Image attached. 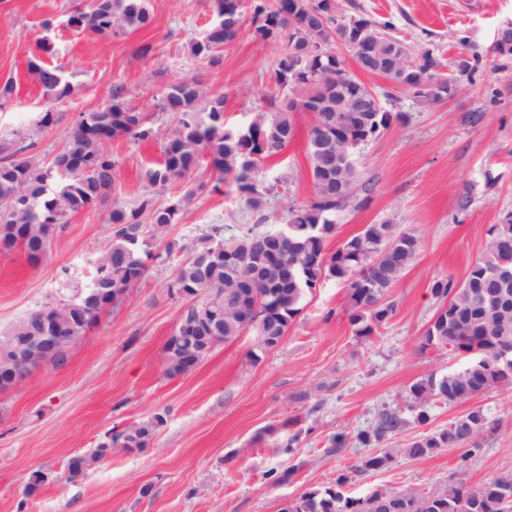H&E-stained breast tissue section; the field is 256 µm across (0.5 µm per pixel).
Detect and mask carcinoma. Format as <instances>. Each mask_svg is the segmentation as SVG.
<instances>
[{
  "label": "carcinoma",
  "mask_w": 512,
  "mask_h": 512,
  "mask_svg": "<svg viewBox=\"0 0 512 512\" xmlns=\"http://www.w3.org/2000/svg\"><path fill=\"white\" fill-rule=\"evenodd\" d=\"M226 0H215L216 19L199 38L189 43L190 54L214 68L223 63L224 46L233 42L243 18L224 13ZM343 12L338 0H253L251 32L255 41L280 47L273 75L277 92L265 97L269 110L259 111L249 129L224 124V97L209 96L193 77L170 86L159 110L176 118L175 128L164 131L154 116L118 99L101 109L83 113L70 126L61 149L49 161L33 152L34 141L5 140L0 143V209L11 207L7 221H0V247L18 248L32 261L47 252L55 227L72 214L104 201L112 190L115 164L106 151L108 141L119 136L137 140H163L162 157L143 168L145 187L163 192L170 185L192 177L202 159H208L211 180L201 181L185 194L165 204L155 195L140 197L129 209L114 201L109 215L112 237L96 267L92 284L70 299L77 306V326L88 328L108 307L125 299L144 278L154 250L166 256L183 253L168 288H180L200 300L187 306L176 326L179 338L165 345L166 374L183 371L187 355L204 360L220 343L232 341L247 331L259 338L273 337L279 344L290 323L301 312L308 292L324 280L347 283L348 319L354 334L370 338L395 314L389 291L417 259L421 242L413 233L390 221L369 224L329 253L325 243L336 230V215L346 208L369 182L360 179L357 156L373 138L386 131L402 114L394 112H319L327 99L336 97V75L347 77V97L371 98L368 87L336 59V46L349 40V30L336 24ZM374 53L387 56L404 52L402 40L380 30V25L362 13ZM150 22L149 0H95L92 6H75L67 25L95 35L112 36L137 30ZM308 49L310 55L299 70L288 63L289 44ZM413 65L400 81V88L413 94L424 106L452 96L457 76L470 75L479 62L475 56L457 60L454 73L443 72L442 62L432 63L411 53ZM28 72L43 89L47 106L38 122L40 130L58 121L54 105L68 100L74 85L62 70L34 54ZM298 112L314 113L308 132L307 154L314 187L309 202L288 211L287 236L273 242L276 258L266 260L260 238L282 226L260 230L244 224L237 234L224 237V225L212 224L192 245L170 237L185 205L207 190L235 192L266 220L263 211L271 188L258 189L257 161L282 154L295 136ZM351 154L350 162L336 163V151ZM512 260V214L487 231L485 249L463 282L439 278L430 285L438 306L446 313L422 334L421 349L448 350L461 354L464 365L445 374L431 372L412 383L405 392V407L420 426L428 423L431 402L450 405L474 400L495 388L512 389V369H504L498 349L512 348V274L499 276V262ZM42 312L35 311L0 331V343L25 335L26 326ZM166 423L163 413L137 420L112 435L129 450L148 447ZM406 420L396 412L379 414L375 425L356 435L365 446L380 443L402 430ZM491 422L481 406H472L454 417L448 427L412 438L404 453L412 460H425L441 448L464 450L467 462L481 450L482 437ZM392 463L380 453L351 466V473L379 470ZM344 473L332 486L312 488L294 499L288 512H380L378 503L395 497L408 502L412 512H512V473L491 478L473 488L463 473L448 479L445 489L424 492L408 487L394 492L372 491L349 496Z\"/></svg>",
  "instance_id": "obj_1"
}]
</instances>
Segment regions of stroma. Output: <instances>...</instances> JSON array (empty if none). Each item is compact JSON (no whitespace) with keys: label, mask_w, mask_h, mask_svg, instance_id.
Instances as JSON below:
<instances>
[{"label":"stroma","mask_w":512,"mask_h":512,"mask_svg":"<svg viewBox=\"0 0 512 512\" xmlns=\"http://www.w3.org/2000/svg\"><path fill=\"white\" fill-rule=\"evenodd\" d=\"M70 3L0 0V82L15 84L12 98L0 106V138H33L49 156L80 113L117 96L158 114L168 88L184 77L223 96L224 119L237 126L275 90L272 69L280 48L254 41L250 24L225 47L221 67L191 56L190 41L215 18L214 0H149V25L112 38L68 27ZM341 5L388 23L389 35L432 50L444 64L461 51L481 60L452 99L430 108L380 77L360 76L388 91L383 106L404 118L361 150L358 164L372 189L338 213L326 249L335 251L366 225L387 220L420 238L418 258L390 290L392 319L370 339L358 338L347 317V288L330 278L306 295L275 349L259 352L249 332L217 345L194 370L170 377L165 344L187 301L168 287L174 260H150L141 283L67 349L64 363H44L0 391V512H282L286 502L333 485L346 466L369 456L353 437L374 425L380 412L403 409L405 391L417 378L462 366L461 357L421 350L420 342L436 310L431 283L446 276L463 280L481 256L488 229L512 213V59L491 57L498 28L512 22V0ZM45 39L54 46L45 62L62 67L76 93L56 104L59 121L42 132L37 124L45 100L27 62ZM158 116L164 128H174V115ZM312 121L311 113H296L288 148L260 164L262 186L275 188L268 224L283 223L289 208L313 196L307 155ZM106 149L117 165L110 200L57 225L39 261L18 249L0 252V329L88 286L111 240L113 200L133 207L144 194L140 170L160 157L159 142L120 137ZM256 219L236 194L206 193L185 206L172 235L186 242L212 224L231 235ZM476 402L495 430L467 461L474 486L512 472V391L493 389ZM465 410L433 403L422 429L441 430ZM158 412L167 422L147 448L115 451L69 478L71 456L92 453L113 430ZM422 429L411 424L389 436L384 445L395 452L394 462L355 476L349 492L444 489L462 451L443 448L424 461L401 455ZM339 434L351 439L340 450L332 446ZM288 445L293 454L285 453ZM293 464L295 476L275 483L274 472ZM36 471L47 479L26 495Z\"/></svg>","instance_id":"1"}]
</instances>
